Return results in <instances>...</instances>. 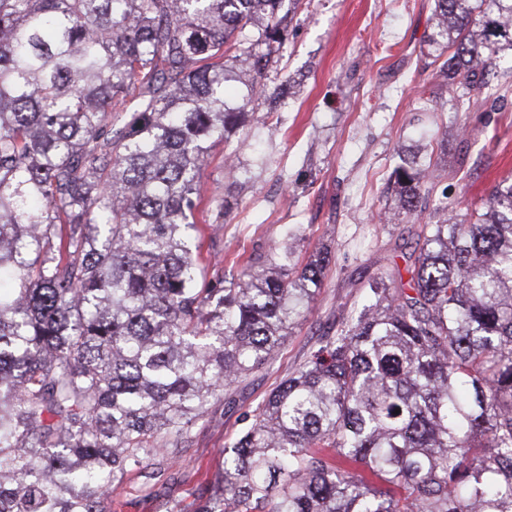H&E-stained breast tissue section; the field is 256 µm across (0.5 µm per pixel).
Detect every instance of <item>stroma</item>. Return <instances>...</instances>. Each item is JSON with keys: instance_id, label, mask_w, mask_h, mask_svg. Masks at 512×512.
Returning a JSON list of instances; mask_svg holds the SVG:
<instances>
[{"instance_id": "1", "label": "stroma", "mask_w": 512, "mask_h": 512, "mask_svg": "<svg viewBox=\"0 0 512 512\" xmlns=\"http://www.w3.org/2000/svg\"><path fill=\"white\" fill-rule=\"evenodd\" d=\"M435 0H300L288 41L268 69L287 84V105L256 97L243 126L212 144L200 191L212 211L201 252L208 276L236 279L247 259L288 243L296 259L332 254L311 308L274 359L221 400L191 433L182 461L156 480L182 512H194L202 473L283 378L298 370L361 308L367 283L393 273L416 240L390 177L418 148L433 150L434 196L458 214L480 207L512 176V79L497 100L455 109L431 46Z\"/></svg>"}]
</instances>
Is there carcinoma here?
I'll return each mask as SVG.
<instances>
[{"mask_svg":"<svg viewBox=\"0 0 512 512\" xmlns=\"http://www.w3.org/2000/svg\"><path fill=\"white\" fill-rule=\"evenodd\" d=\"M298 0H0V512H106L269 363L331 252L201 277L198 185ZM456 102L512 77V0H435ZM248 41L251 78L232 52ZM430 165L396 167L415 215ZM396 273L284 378L196 512H512V177L448 197Z\"/></svg>","mask_w":512,"mask_h":512,"instance_id":"1","label":"carcinoma"}]
</instances>
